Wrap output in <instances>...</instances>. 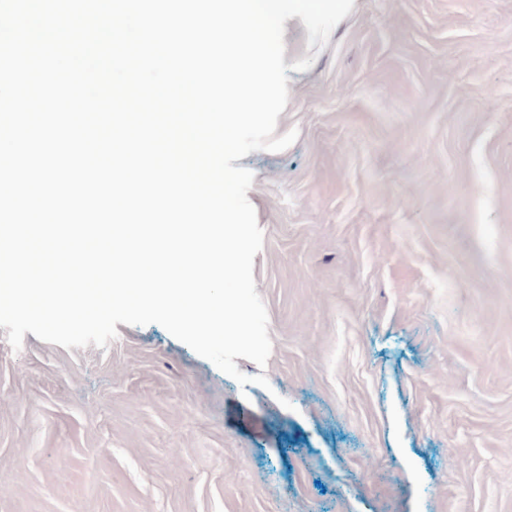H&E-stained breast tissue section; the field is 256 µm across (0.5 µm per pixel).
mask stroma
<instances>
[{
    "instance_id": "35a3bbf8",
    "label": "stroma",
    "mask_w": 512,
    "mask_h": 512,
    "mask_svg": "<svg viewBox=\"0 0 512 512\" xmlns=\"http://www.w3.org/2000/svg\"><path fill=\"white\" fill-rule=\"evenodd\" d=\"M308 37L297 141L238 161L273 347L235 363L268 386L158 324L0 327V512H512V0H354Z\"/></svg>"
}]
</instances>
